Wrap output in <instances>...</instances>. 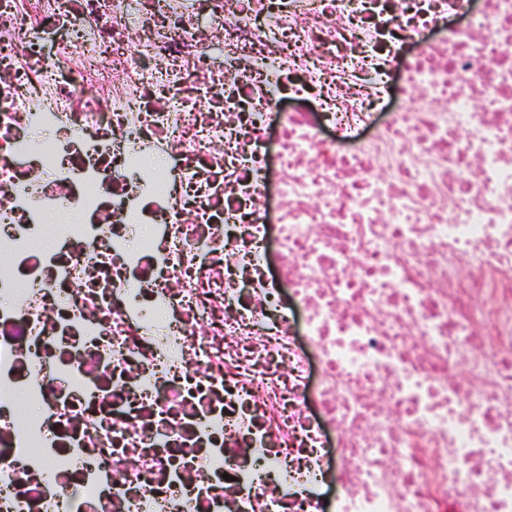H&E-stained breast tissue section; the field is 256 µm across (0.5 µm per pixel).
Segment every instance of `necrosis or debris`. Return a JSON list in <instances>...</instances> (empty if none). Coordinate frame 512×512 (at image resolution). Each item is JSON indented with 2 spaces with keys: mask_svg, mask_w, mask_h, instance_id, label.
<instances>
[{
  "mask_svg": "<svg viewBox=\"0 0 512 512\" xmlns=\"http://www.w3.org/2000/svg\"><path fill=\"white\" fill-rule=\"evenodd\" d=\"M0 0V512H512V0Z\"/></svg>",
  "mask_w": 512,
  "mask_h": 512,
  "instance_id": "necrosis-or-debris-1",
  "label": "necrosis or debris"
}]
</instances>
